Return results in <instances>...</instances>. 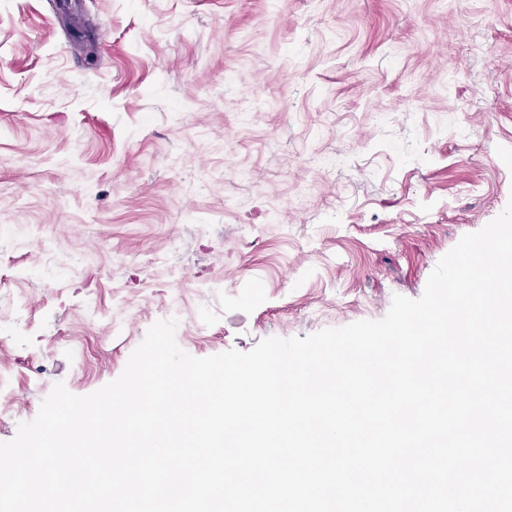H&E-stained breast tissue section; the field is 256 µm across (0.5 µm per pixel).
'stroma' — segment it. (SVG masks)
I'll return each instance as SVG.
<instances>
[{
  "instance_id": "stroma-1",
  "label": "stroma",
  "mask_w": 512,
  "mask_h": 512,
  "mask_svg": "<svg viewBox=\"0 0 512 512\" xmlns=\"http://www.w3.org/2000/svg\"><path fill=\"white\" fill-rule=\"evenodd\" d=\"M511 202L512 0H0V442L163 319H382Z\"/></svg>"
}]
</instances>
